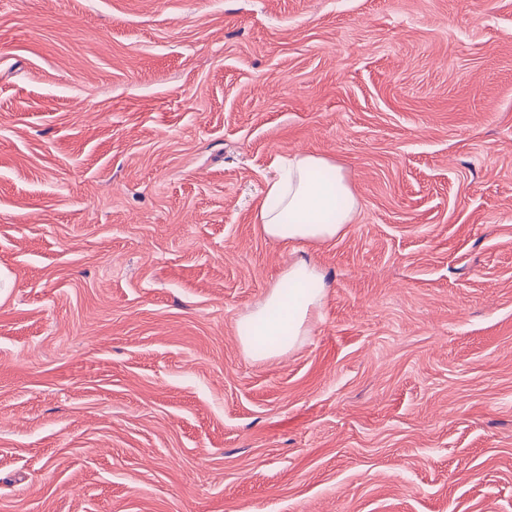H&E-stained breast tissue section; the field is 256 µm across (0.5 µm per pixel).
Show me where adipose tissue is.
<instances>
[{"instance_id":"adipose-tissue-1","label":"adipose tissue","mask_w":512,"mask_h":512,"mask_svg":"<svg viewBox=\"0 0 512 512\" xmlns=\"http://www.w3.org/2000/svg\"><path fill=\"white\" fill-rule=\"evenodd\" d=\"M328 161L313 153H296L286 162V175L270 181L255 212L263 233L290 245H320L338 237L354 223L360 204L343 171L320 182L315 175ZM325 288L313 259L291 263L277 284L242 318L240 338L245 350L264 344L263 354L275 358L293 349L308 333Z\"/></svg>"}]
</instances>
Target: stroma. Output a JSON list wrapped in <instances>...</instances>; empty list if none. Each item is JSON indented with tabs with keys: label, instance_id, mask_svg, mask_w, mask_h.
Returning a JSON list of instances; mask_svg holds the SVG:
<instances>
[{
	"label": "stroma",
	"instance_id": "stroma-1",
	"mask_svg": "<svg viewBox=\"0 0 512 512\" xmlns=\"http://www.w3.org/2000/svg\"><path fill=\"white\" fill-rule=\"evenodd\" d=\"M0 512H512V0H0ZM333 168L320 155L295 153L286 162V178L268 182L255 212L257 224L269 238L292 245H320L338 237L353 224L360 210L346 175L336 169L331 180L319 182L315 174ZM277 202L275 207L269 200ZM288 217V220H286ZM324 294L323 276L313 258L291 263L277 284L241 319V345L251 351L262 338L272 339L265 349H257L266 358L293 349L307 336Z\"/></svg>",
	"mask_w": 512,
	"mask_h": 512
}]
</instances>
